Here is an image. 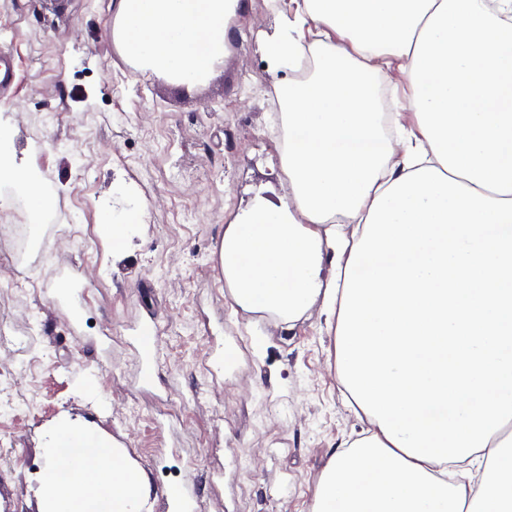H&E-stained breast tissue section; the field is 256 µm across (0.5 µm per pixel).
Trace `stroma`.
Listing matches in <instances>:
<instances>
[{
  "instance_id": "35a3bbf8",
  "label": "stroma",
  "mask_w": 512,
  "mask_h": 512,
  "mask_svg": "<svg viewBox=\"0 0 512 512\" xmlns=\"http://www.w3.org/2000/svg\"><path fill=\"white\" fill-rule=\"evenodd\" d=\"M112 2L0 0L17 72L0 120L17 131L15 163L39 167L55 195L43 247L0 267V317L22 334L0 347V391L21 395L0 408L14 450L0 497L40 512L44 435L67 416L127 448L153 512H185L173 485L196 512H311L328 455L365 428L336 374V336L317 305L290 330L237 312L217 256L241 209L287 193L280 77L258 51L273 0H240L223 67L191 93L120 55ZM118 193L143 219L107 269L96 226ZM164 324L180 335L142 350L143 329Z\"/></svg>"
}]
</instances>
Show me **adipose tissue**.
I'll return each instance as SVG.
<instances>
[{"instance_id": "ef3b65f1", "label": "adipose tissue", "mask_w": 512, "mask_h": 512, "mask_svg": "<svg viewBox=\"0 0 512 512\" xmlns=\"http://www.w3.org/2000/svg\"><path fill=\"white\" fill-rule=\"evenodd\" d=\"M239 0H113L137 71L195 91L224 64ZM260 52L280 83L281 205L225 225L235 306L294 325L321 305L367 434L332 452L312 512H512V0H290ZM416 126L394 144L377 89ZM0 171L33 218L42 172ZM352 220L351 231L339 219ZM140 222L103 215L106 257ZM41 512H150L124 449L65 420L45 436Z\"/></svg>"}]
</instances>
